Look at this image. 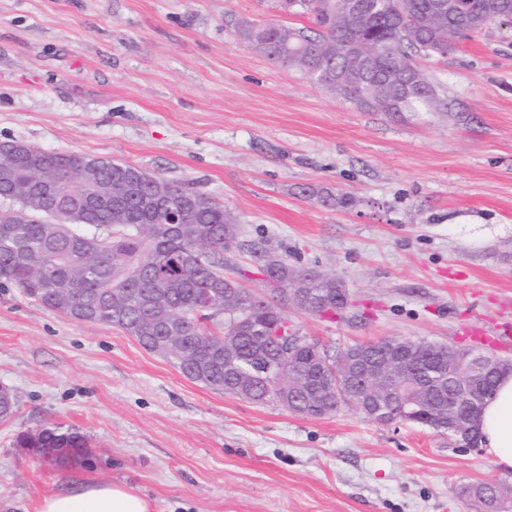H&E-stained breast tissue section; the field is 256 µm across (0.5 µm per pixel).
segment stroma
Segmentation results:
<instances>
[{"instance_id":"stroma-1","label":"stroma","mask_w":512,"mask_h":512,"mask_svg":"<svg viewBox=\"0 0 512 512\" xmlns=\"http://www.w3.org/2000/svg\"><path fill=\"white\" fill-rule=\"evenodd\" d=\"M306 26L278 0H0V143L126 161L223 202L241 239L340 281L346 309L285 306L329 356L391 338L466 348L461 314L512 297V25L453 37L418 65L448 108H358L279 67L227 15ZM312 186L349 197L326 207ZM0 512L76 482L122 483L155 512H486L512 499L486 448L343 404L320 418L187 379L122 330L0 282ZM84 436L68 468L25 432Z\"/></svg>"}]
</instances>
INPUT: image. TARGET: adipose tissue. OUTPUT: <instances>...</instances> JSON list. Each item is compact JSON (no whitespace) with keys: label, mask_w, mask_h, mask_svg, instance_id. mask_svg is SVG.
I'll return each instance as SVG.
<instances>
[{"label":"adipose tissue","mask_w":512,"mask_h":512,"mask_svg":"<svg viewBox=\"0 0 512 512\" xmlns=\"http://www.w3.org/2000/svg\"><path fill=\"white\" fill-rule=\"evenodd\" d=\"M477 426L496 464L512 469V373L500 377L480 411ZM39 512H153V503L125 485L81 482L45 497Z\"/></svg>","instance_id":"adipose-tissue-1"}]
</instances>
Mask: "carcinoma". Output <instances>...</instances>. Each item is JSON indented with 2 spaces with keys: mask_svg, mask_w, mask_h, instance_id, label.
<instances>
[{
  "mask_svg": "<svg viewBox=\"0 0 512 512\" xmlns=\"http://www.w3.org/2000/svg\"><path fill=\"white\" fill-rule=\"evenodd\" d=\"M344 0H282L293 15H308L311 26L270 22L253 26L238 17L227 25L275 64L294 68L317 83L373 112H429L447 108L418 68L419 55H446L451 37L467 36L492 23L512 22V0H382L360 17L346 14ZM381 51L374 72L346 85L336 84L359 46ZM22 155V176L0 178V280L27 298L81 321L123 329L147 351L171 359L188 379L264 404L288 398L281 383L288 351L276 339L258 342L259 330L284 319L277 304H302L292 290H312L324 314H334L336 280L313 269H297L276 254L268 241L241 240L224 204L189 183L159 178L170 205L185 207V223L169 232L163 216L145 205L150 193L134 181L138 167L122 161L45 152L24 144H0V169ZM54 191L81 197L90 184L104 187L96 204L49 214ZM126 184L130 200L112 205V189ZM302 194L327 206L348 199L305 188ZM246 251L265 285L280 292L268 299L245 287L243 270L224 275V252ZM248 314L224 307V295ZM216 331H211V328ZM339 357L316 345L300 347L296 364L305 375V393L294 413L318 418L335 411L352 385L336 376ZM419 381L434 389L426 406L381 404L374 420L394 418L446 431L448 377L424 363ZM24 448H72L69 462L86 447L76 433L43 430L20 437Z\"/></svg>",
  "mask_w": 512,
  "mask_h": 512,
  "instance_id": "carcinoma-1",
  "label": "carcinoma"
}]
</instances>
